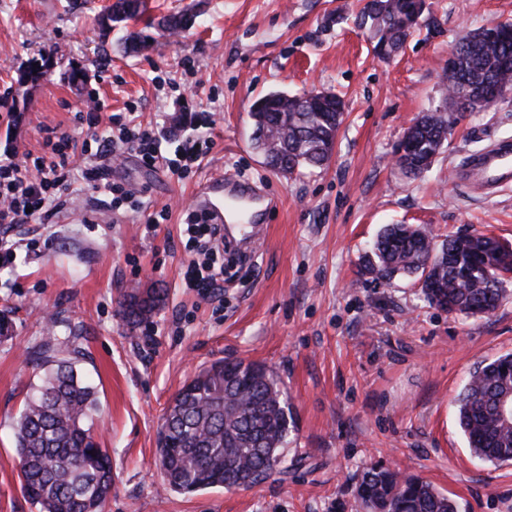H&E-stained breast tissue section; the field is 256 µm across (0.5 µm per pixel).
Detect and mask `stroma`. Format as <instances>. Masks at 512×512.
<instances>
[{
	"mask_svg": "<svg viewBox=\"0 0 512 512\" xmlns=\"http://www.w3.org/2000/svg\"><path fill=\"white\" fill-rule=\"evenodd\" d=\"M201 2L189 30L156 24ZM111 0H0V150L39 152L48 127H68L90 94L124 120L153 126L162 152L212 139L184 177L134 154L107 162V178L143 197L146 210L113 211L107 191L82 207L9 232L16 258L0 270V512H39L18 477L13 425L41 369L28 361L50 331L75 337L79 372L95 388L91 434L108 448L112 493L102 512H362L356 485L373 466L417 475L458 512H512V462L475 459L456 398L477 365L512 353V279L491 314L431 307L412 279L364 275L384 225L422 224L440 235L490 234L512 242V187L491 198L452 171L496 138H512V90L465 116L431 169L403 178L393 149L443 97L458 36L512 22V0H426L418 29L387 62L355 23L358 0H147L152 24H134L148 49L125 50L123 30L96 36ZM39 65L42 77L24 81ZM84 80L72 79V72ZM339 95L344 118L324 169L282 175L253 150L249 112L261 95L310 89ZM261 183L279 201L255 256L203 301L185 287L183 211L203 179ZM168 209L149 228L147 212ZM48 241L41 256L29 239ZM164 301L143 324L119 305L134 290ZM244 359L281 378L295 428L288 471L248 489L166 490L155 464L162 415L195 374Z\"/></svg>",
	"mask_w": 512,
	"mask_h": 512,
	"instance_id": "stroma-1",
	"label": "stroma"
}]
</instances>
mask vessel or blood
Segmentation results:
<instances>
[{
  "mask_svg": "<svg viewBox=\"0 0 512 512\" xmlns=\"http://www.w3.org/2000/svg\"><path fill=\"white\" fill-rule=\"evenodd\" d=\"M455 178L470 187L497 191L512 184V139L494 140L485 149L466 155ZM276 207L274 198L258 186L221 175L203 181L195 191L194 210L208 223L223 225L227 243L256 236Z\"/></svg>",
  "mask_w": 512,
  "mask_h": 512,
  "instance_id": "b4317fda",
  "label": "vessel or blood"
}]
</instances>
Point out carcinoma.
<instances>
[{
  "instance_id": "cac0c4a2",
  "label": "carcinoma",
  "mask_w": 512,
  "mask_h": 512,
  "mask_svg": "<svg viewBox=\"0 0 512 512\" xmlns=\"http://www.w3.org/2000/svg\"><path fill=\"white\" fill-rule=\"evenodd\" d=\"M143 0H114L106 18L116 24L138 21ZM424 4L417 0H365L360 24L372 30L374 51L396 55L415 29ZM195 14L179 11L164 18L166 28L193 26ZM446 67V112L415 119L405 158L410 168L431 166L475 100L492 106L493 88H512V28L482 29L456 42ZM343 101L320 92L301 95L271 91L252 105V144L264 163L283 173L323 167L330 159L342 122ZM376 262L366 271L390 283L414 276L432 306L449 313L483 316L506 298L504 275L512 273V243L482 234L439 235L425 227L391 224L374 246ZM124 296L125 320L138 325L152 317L162 298ZM80 354L74 337L53 332L30 354L41 366L64 350ZM54 360V359H52ZM282 382L251 361H219L203 369L174 396L158 432L156 465L168 489L193 493L215 486L247 489L281 473L294 422L282 398ZM512 393V354L475 368L457 399L459 426L474 457L499 464L512 461V419L496 410L500 395ZM97 399L75 362L56 359L35 392L24 401L14 426L15 450L25 496L40 512H101L112 492L108 449L90 435L86 421ZM365 512H457L456 503L414 475L388 468L366 469L357 486Z\"/></svg>"
}]
</instances>
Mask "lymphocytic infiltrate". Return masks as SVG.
I'll list each match as a JSON object with an SVG mask.
<instances>
[{
    "instance_id": "f902f5d3",
    "label": "lymphocytic infiltrate",
    "mask_w": 512,
    "mask_h": 512,
    "mask_svg": "<svg viewBox=\"0 0 512 512\" xmlns=\"http://www.w3.org/2000/svg\"><path fill=\"white\" fill-rule=\"evenodd\" d=\"M105 109L104 101L96 97L88 111L74 114L76 128L85 126L94 131V158L134 152L145 166L163 163L175 175L197 162L199 151L192 146L182 149L176 158L165 159L152 129L122 121L117 114L106 115ZM42 149V155L35 158L15 150L0 157V263L7 265L15 259L6 242L16 225L29 223L40 212L49 215L74 208L75 183L95 192L107 191L117 202L128 197L124 187L106 181L102 169L82 166L73 131L48 129ZM181 245L191 257L186 286L205 296L223 287L224 234L219 226L197 213L186 212Z\"/></svg>"
}]
</instances>
